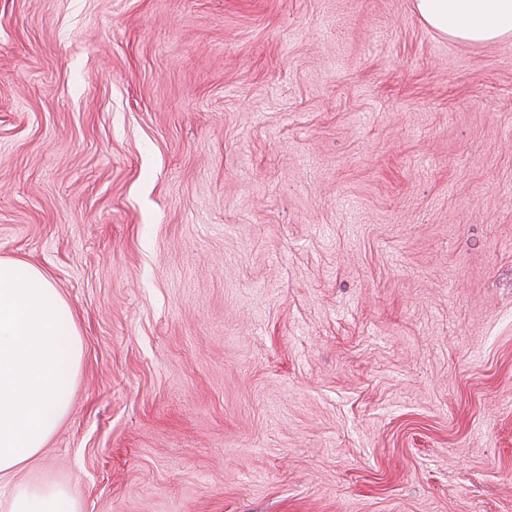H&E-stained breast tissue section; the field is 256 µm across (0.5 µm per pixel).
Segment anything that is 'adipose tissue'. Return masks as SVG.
<instances>
[{"label": "adipose tissue", "instance_id": "adipose-tissue-1", "mask_svg": "<svg viewBox=\"0 0 512 512\" xmlns=\"http://www.w3.org/2000/svg\"><path fill=\"white\" fill-rule=\"evenodd\" d=\"M422 21L479 45L512 36V0H414ZM83 356L67 301L42 270L0 260V490L6 512H78L61 485L19 483L69 408Z\"/></svg>", "mask_w": 512, "mask_h": 512}]
</instances>
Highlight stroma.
<instances>
[{
    "mask_svg": "<svg viewBox=\"0 0 512 512\" xmlns=\"http://www.w3.org/2000/svg\"><path fill=\"white\" fill-rule=\"evenodd\" d=\"M0 259L83 358L79 512H512V36L412 0H0Z\"/></svg>",
    "mask_w": 512,
    "mask_h": 512,
    "instance_id": "obj_1",
    "label": "stroma"
}]
</instances>
